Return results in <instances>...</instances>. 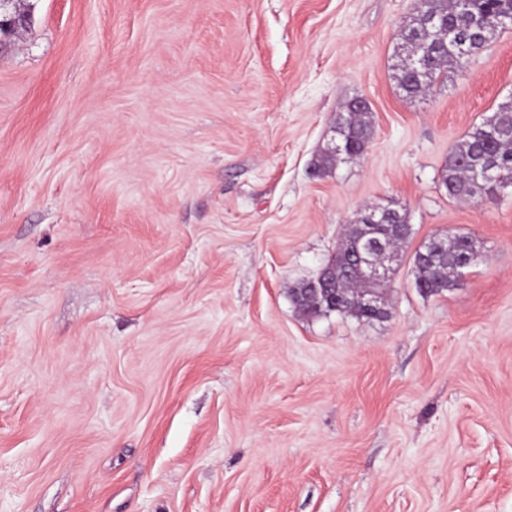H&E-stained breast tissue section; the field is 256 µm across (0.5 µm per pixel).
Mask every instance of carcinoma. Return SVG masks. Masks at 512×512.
<instances>
[{"label":"carcinoma","instance_id":"carcinoma-1","mask_svg":"<svg viewBox=\"0 0 512 512\" xmlns=\"http://www.w3.org/2000/svg\"><path fill=\"white\" fill-rule=\"evenodd\" d=\"M508 11L509 5L503 0H468L465 16L460 17L456 9V0H435L430 10L418 12L413 25L402 29L401 39L416 50L430 53L431 57L427 68L417 74L409 69L396 73L398 86L405 96L415 98L424 94L440 78L447 76L448 68L482 51L485 44L475 40L473 34L497 22ZM428 14L448 18V28L438 32L425 30L423 18ZM504 121L512 122V112L500 106L496 110L495 122H484L473 127L457 144L441 176V183L448 197L472 202L493 200L503 192L504 183L512 184V138L488 136L494 124ZM339 127L344 139L354 137L367 145L370 144L373 129L369 111L348 104L339 117ZM484 153L494 156L498 161L500 180L484 182L478 186L474 181L473 162ZM342 161H346V156H340L328 148L314 166V173L319 174ZM454 238L456 246L448 249V262L439 260L425 270L415 272V287L420 289V292L438 294L454 283L461 253L471 249L469 237L456 234ZM307 287L308 283L301 282L291 289L292 299H304L299 307L301 313L310 318L327 314V305L323 304L315 293L303 295V289ZM368 287V284L353 276H344L336 281V288L345 299L353 298L356 293ZM370 288L379 293L383 292L380 285Z\"/></svg>","mask_w":512,"mask_h":512}]
</instances>
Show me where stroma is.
Returning <instances> with one entry per match:
<instances>
[{"mask_svg": "<svg viewBox=\"0 0 512 512\" xmlns=\"http://www.w3.org/2000/svg\"><path fill=\"white\" fill-rule=\"evenodd\" d=\"M0 50V512H512V188L440 176L512 100V29L426 96L413 0H23ZM365 156L317 175L340 108ZM388 315L304 318L364 207ZM478 259L437 295V233ZM354 103L360 109L355 107L354 104L349 103L345 109L341 111L343 117L339 116V127L342 137L346 142L342 143L334 141L333 148L338 154L352 156L359 150L356 145L347 141L351 137L364 141L366 145L370 144L372 139L373 129L370 112L368 110H361L364 108H370L369 104L363 98L355 99ZM444 234H450L455 238L457 245L451 249L448 247V237L434 241L432 245L428 247L426 253L420 252L421 260L431 264L434 258H437L441 254H448V263L443 262L440 258L434 265H429L424 271L418 272L415 269V288H418L420 292L424 294H439L445 288H451V284L454 283L457 270L455 269L459 265L461 253L463 251H470V238L465 235L448 233H438L436 235L441 236ZM446 266V267H445ZM419 280L424 281L425 289L419 284ZM446 280V281H445Z\"/></svg>", "mask_w": 512, "mask_h": 512, "instance_id": "1", "label": "stroma"}]
</instances>
